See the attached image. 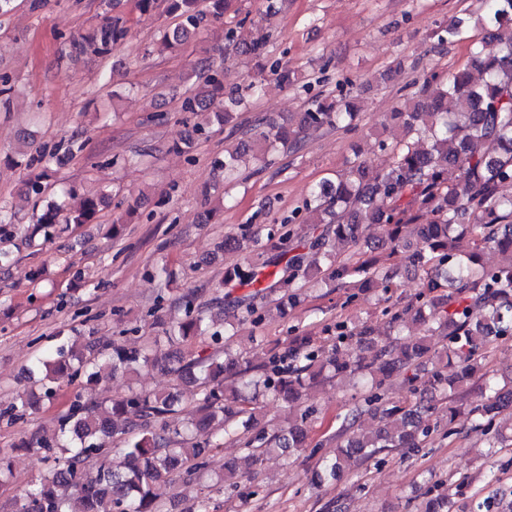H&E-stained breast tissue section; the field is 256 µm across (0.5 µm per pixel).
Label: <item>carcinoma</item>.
<instances>
[{"mask_svg": "<svg viewBox=\"0 0 512 512\" xmlns=\"http://www.w3.org/2000/svg\"><path fill=\"white\" fill-rule=\"evenodd\" d=\"M167 11L179 22L163 32L165 47L186 45L206 26L224 22L237 0H166ZM486 7L474 19L458 18L433 31L437 43L471 41V29L482 25L498 32L502 54L488 55L484 48L470 47L469 63L449 77L435 74L423 80L413 96L403 102L391 118L405 140L392 147L393 163L386 169H369L359 155L348 163L336 181L326 180L305 204L303 223L312 225L304 252L290 257L279 272L281 256L273 248L248 238L251 249L243 264L225 269L223 284L246 279L255 290L232 306L218 307L225 319L260 323L270 316L265 299L279 292L275 309L282 315L301 302L294 282L322 279L335 288L382 289L395 287L397 268L388 261H401L420 273L419 298L415 308L397 310L391 320L400 326L422 318V309L433 308L435 330L448 337V360L458 370L453 380L440 370L430 379V388L447 402L448 424L463 412L476 416L473 429L484 427L512 408V384L496 386L494 375L481 371L484 351L501 337L512 333V195L503 192L512 185V0H485ZM128 19L119 12L105 11L96 29L70 40L71 53L104 60L121 47L127 37ZM269 36L253 32L239 22L224 31V47L246 56L264 53ZM200 61L202 81L182 103V111L195 115L211 112L230 122L235 113L263 92L261 81H250L224 91L223 68L217 60ZM482 74L472 79L471 70ZM358 109L350 94L337 100L315 98L303 112L288 117H268L250 129L248 139L224 153V178L233 179L242 156L254 151L265 158L264 168L273 165L268 155L278 146L294 149L310 130H334L350 126ZM85 143L72 136L46 152L25 153L8 162L34 170L23 183L21 196L43 203L27 240L36 243L66 232L69 227L95 224L108 207L111 194L105 189L87 194L78 206L65 198L55 199V171L50 161L63 153L75 156ZM456 171L454 181L445 178ZM376 229L379 239L371 249L389 248L384 258L358 257L363 230ZM14 224L0 207V267L13 260L8 244ZM492 250L500 263L488 268L483 254ZM184 316L169 325L158 317L153 326L162 335L151 337L138 349L103 344L91 336L58 335L51 349L32 357L29 377H41L42 397L51 401L65 379L86 378L99 384L117 373L137 374L159 362L177 380L200 389L196 411L179 427L163 420L179 411L173 394L142 393L112 400L107 405L76 397L60 416L58 429L50 436L38 435L20 441L12 450L34 451L51 462L25 494L9 503L8 512H166L154 494L156 484L178 471L191 479L203 476L212 453L224 447L225 439L248 434L255 422L252 401L242 399L234 409L224 400L238 398V390L224 384V337L230 329L213 322V312L192 307L187 297L178 300ZM207 336L219 345L207 356L185 358L158 355L161 343L188 342ZM422 339L396 337L375 350L371 361L349 358L337 347L327 353L311 349L310 340L297 339L283 352H267L259 363H246L240 372L254 373V386L262 393L297 401L305 383L324 373H364L371 379L372 392L366 408L357 407L338 417L336 439L342 441L336 456L322 461L323 478L332 481L351 471L353 462L370 459L388 448L422 447L435 430L420 405H391L377 393L381 375L401 373L430 355ZM481 381L479 403L469 406L467 394L474 380ZM37 400L20 398L0 409V421L12 425L22 420ZM122 443L123 468L112 466V441ZM307 440L303 424L270 437L258 434L244 442L245 458L258 459L272 448L300 451ZM420 512H448V493L439 492L423 500Z\"/></svg>", "mask_w": 512, "mask_h": 512, "instance_id": "1", "label": "carcinoma"}]
</instances>
